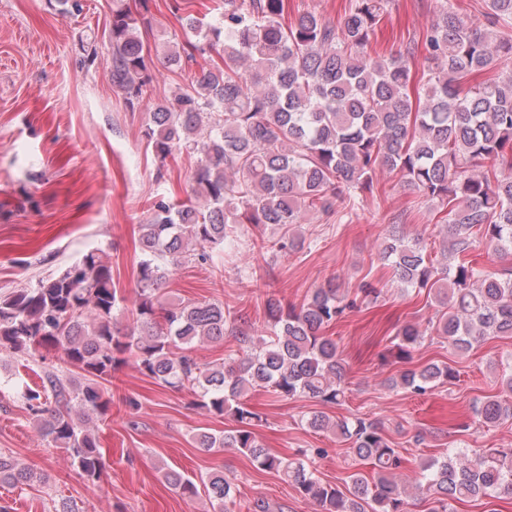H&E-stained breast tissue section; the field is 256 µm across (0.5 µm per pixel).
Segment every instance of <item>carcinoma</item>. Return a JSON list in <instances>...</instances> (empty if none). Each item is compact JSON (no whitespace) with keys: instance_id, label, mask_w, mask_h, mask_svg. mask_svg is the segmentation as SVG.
Here are the masks:
<instances>
[{"instance_id":"carcinoma-1","label":"carcinoma","mask_w":512,"mask_h":512,"mask_svg":"<svg viewBox=\"0 0 512 512\" xmlns=\"http://www.w3.org/2000/svg\"><path fill=\"white\" fill-rule=\"evenodd\" d=\"M389 3L348 0L335 25L311 11L284 22L288 0H224L217 23L186 17L196 41L175 43L155 60L140 36L145 17L119 3L112 9L111 81L132 107L147 98L161 66L182 69L218 44L224 63L199 67L185 86L148 108L144 136L160 166L183 154L195 159L193 199L159 197L140 225L132 325L117 327L122 298L112 268L94 251L0 297V351L24 361L58 352L83 379L75 385L52 365L42 385L18 393L37 431L70 457L80 477L95 483L105 473L90 422L110 411L112 374L131 360L158 384L187 389L210 413L233 418L235 427L221 435L196 432V447L236 451L320 512H409V502L423 495L437 503L432 512H448L454 501L512 495V448L433 456L409 476L381 423L314 411L306 428L346 443L356 467L339 486L307 460L276 454L259 440L254 426L261 416L248 403L257 389L344 404L346 363L323 330L378 297L373 283L363 281L354 292L329 283L298 307L270 297L264 334L219 301H162L172 268L214 264L213 251L236 242L244 224L284 228L261 240V250H301L296 228L306 216L337 205L353 209L386 168L445 212V263L427 259L419 238L392 234L379 251L403 288L424 290L437 304L432 332L460 356L489 336L512 338V35L505 32L512 0H485L483 23L460 13L454 0H436L422 43L373 56L371 38ZM420 45L425 69L417 78L412 59ZM492 68L497 78L470 85ZM476 233L485 261L452 262L472 249ZM226 336L240 349L224 361L202 363L194 355L196 343ZM423 336L407 323L380 354L399 367L392 386L416 395L458 377L447 364L411 366ZM500 385L478 410L488 429L512 420V369L502 370ZM165 479L190 500L201 483L214 512H234L236 492L222 470L198 480L168 470ZM41 481L37 470L0 453L1 485L23 490Z\"/></svg>"}]
</instances>
